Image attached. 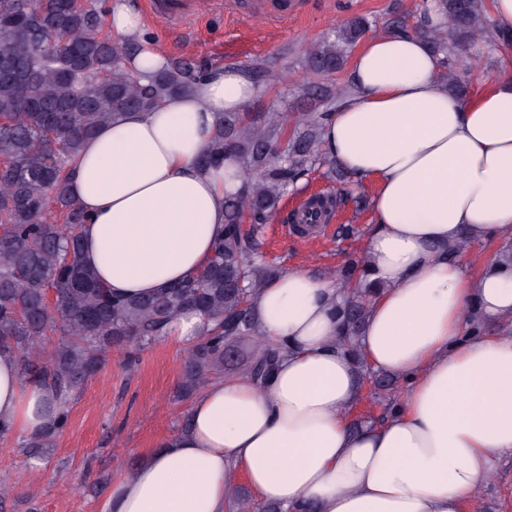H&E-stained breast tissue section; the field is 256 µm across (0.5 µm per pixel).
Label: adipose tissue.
<instances>
[{
	"instance_id": "obj_1",
	"label": "adipose tissue",
	"mask_w": 512,
	"mask_h": 512,
	"mask_svg": "<svg viewBox=\"0 0 512 512\" xmlns=\"http://www.w3.org/2000/svg\"><path fill=\"white\" fill-rule=\"evenodd\" d=\"M112 34L138 43L127 67L149 81L167 56L145 39L134 0H107ZM423 38L383 32L354 55L321 152L370 190L365 281L373 288L355 351L339 343L332 283L279 273L250 299L264 339L284 345L264 383L228 374L195 396L186 427L114 480L105 512H229L245 481L284 512H466L512 457V335L470 332L512 319V266L468 272L455 253L512 237V75L467 99L449 93ZM262 93L224 66L149 111L100 126L73 159L83 255L113 296L154 295L210 262L240 164L200 162L225 112ZM398 377L399 403L353 427L359 365ZM51 396L0 354V428L34 434Z\"/></svg>"
}]
</instances>
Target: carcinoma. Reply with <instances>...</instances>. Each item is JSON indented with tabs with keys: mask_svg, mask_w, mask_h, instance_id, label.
<instances>
[{
	"mask_svg": "<svg viewBox=\"0 0 512 512\" xmlns=\"http://www.w3.org/2000/svg\"><path fill=\"white\" fill-rule=\"evenodd\" d=\"M435 9L444 23L418 29L441 55L440 78L458 95L469 94L457 68L486 30L484 0H424L420 12ZM371 22L354 17L334 39L312 47L304 90L323 103L340 97L317 79L346 63ZM137 44L103 33L92 0H0V351L14 353L21 376L46 388L57 403L53 423L28 447H47L69 418L74 392L104 365L115 346L145 347L164 338L169 322L195 309L215 322L209 337L188 349L183 390L203 389L224 366V343L251 337L246 374L262 382L282 348L256 333L249 297L280 268L262 261L260 235L286 193L316 161L329 110L306 112L291 131L278 112L261 116L226 112L202 157L208 165L233 157L242 165V185L225 201L224 237L208 266L155 296L115 299L83 257V212L68 194L69 162L103 123L136 110H150L200 78V68L167 60L143 84L125 67ZM261 86L282 76L267 68L250 71ZM55 214L53 221L47 215ZM352 268L336 272L333 284L348 294L341 344L355 350L364 321L366 291L353 287ZM59 336L42 352L48 334Z\"/></svg>",
	"mask_w": 512,
	"mask_h": 512,
	"instance_id": "cac0c4a2",
	"label": "carcinoma"
}]
</instances>
